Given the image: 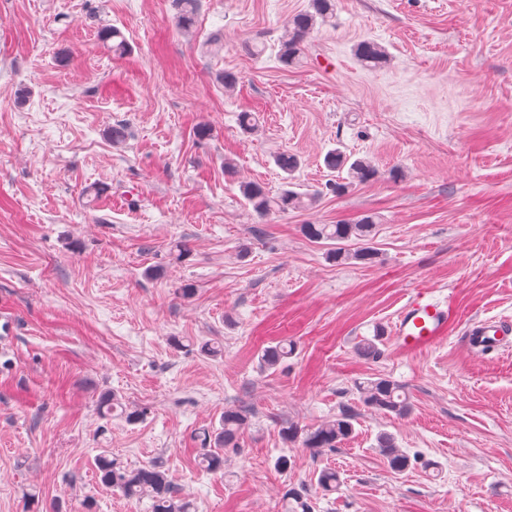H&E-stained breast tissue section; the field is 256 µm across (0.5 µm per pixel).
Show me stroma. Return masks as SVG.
Here are the masks:
<instances>
[{"mask_svg": "<svg viewBox=\"0 0 512 512\" xmlns=\"http://www.w3.org/2000/svg\"><path fill=\"white\" fill-rule=\"evenodd\" d=\"M308 6L202 0L183 31L172 0H0V512H150L100 483L106 450L162 462L196 512H281L290 489L312 512H512V347L482 355L462 335L512 317V0H336L283 65ZM112 26L125 56L100 38ZM364 40L385 63L358 60ZM334 148L376 178L336 194ZM282 152L300 160L296 191L320 197L258 217L238 184L278 194ZM365 215L371 263L336 264L301 230ZM421 290L449 297L448 335L408 353L376 327ZM281 342L294 353L262 367ZM376 378L403 388L407 416L363 405ZM107 394L144 417H101ZM240 407L236 449L201 472L200 435ZM344 410L339 448L281 436ZM325 467L342 479L329 495ZM309 8L288 19V38L279 49V60L286 66L293 64L299 55L300 45L318 25L326 23L334 13V0H310ZM377 442L380 452L386 457L392 469L400 472L408 466L407 455L401 448H398L395 438L391 434L380 433Z\"/></svg>", "mask_w": 512, "mask_h": 512, "instance_id": "obj_1", "label": "stroma"}]
</instances>
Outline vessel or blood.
Listing matches in <instances>:
<instances>
[{"label":"vessel or blood","mask_w":512,"mask_h":512,"mask_svg":"<svg viewBox=\"0 0 512 512\" xmlns=\"http://www.w3.org/2000/svg\"><path fill=\"white\" fill-rule=\"evenodd\" d=\"M450 308L447 300L432 292L414 294L402 306L386 333L399 348L418 352L432 347L446 333ZM512 338V320L488 317L471 323L465 330L468 347L479 352L502 349Z\"/></svg>","instance_id":"vessel-or-blood-1"}]
</instances>
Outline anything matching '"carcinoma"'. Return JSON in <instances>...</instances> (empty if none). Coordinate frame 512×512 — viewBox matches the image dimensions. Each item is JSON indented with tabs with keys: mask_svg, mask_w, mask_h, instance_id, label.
<instances>
[{
	"mask_svg": "<svg viewBox=\"0 0 512 512\" xmlns=\"http://www.w3.org/2000/svg\"><path fill=\"white\" fill-rule=\"evenodd\" d=\"M177 23L187 29L193 26L199 9L198 0H175ZM335 0H311L309 8L288 19V38L279 49V60L286 66L293 64L299 55V47L308 34L319 24L333 17ZM104 40H112V51L121 55L128 49L122 33L114 28L102 32ZM358 58L366 65L377 66L386 57L385 48L372 40H365L356 49ZM326 166L331 170L348 167V180L336 184V193L343 194L352 187L369 182L377 176L376 169L364 158L350 159L339 150H333L326 156ZM286 189L277 196H271L259 183L248 182L241 185L243 197L252 205L261 217L273 212L303 210L318 199L315 193H301L291 189V183L285 182ZM376 224L371 216H365L351 224H304V236L329 249V258L338 263L349 261L371 262L376 259L374 247ZM292 353V345L282 343L264 350L262 362L275 367ZM364 404L372 409L404 415L409 411V402L401 387L386 378L370 379L358 385ZM247 414L238 409L224 411L223 427L213 438L202 439L199 466L205 472L222 469L224 457L222 449L237 447L239 432L247 425ZM354 430L353 416L345 411L323 421L315 428H304L290 422L283 428L285 442L299 444L303 448L319 450L334 449L348 438ZM378 448L386 457L392 469L400 472L409 463L407 455L398 448L395 438L389 433H381L377 438ZM96 467L102 482L112 488L122 490L130 497H147L151 500V512H192L191 504L181 497L168 479L167 470L160 462L136 469H125L103 451L96 458ZM340 484L339 472L331 468L322 469L317 477L318 488L332 491Z\"/></svg>",
	"mask_w": 512,
	"mask_h": 512,
	"instance_id": "carcinoma-1",
	"label": "carcinoma"
}]
</instances>
